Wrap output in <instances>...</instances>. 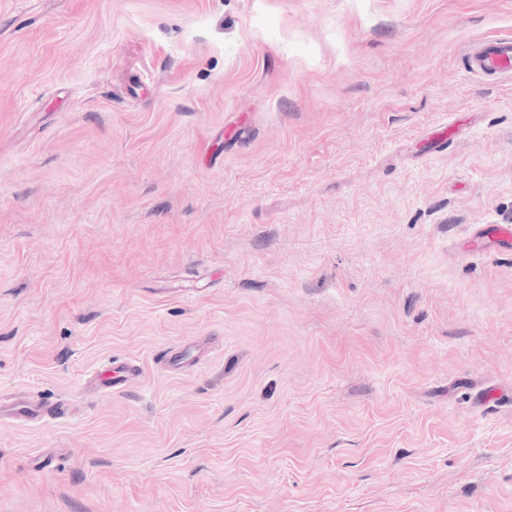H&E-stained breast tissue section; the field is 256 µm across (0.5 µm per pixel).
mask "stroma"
Segmentation results:
<instances>
[{"instance_id":"stroma-1","label":"stroma","mask_w":512,"mask_h":512,"mask_svg":"<svg viewBox=\"0 0 512 512\" xmlns=\"http://www.w3.org/2000/svg\"><path fill=\"white\" fill-rule=\"evenodd\" d=\"M495 34L512 0H0V401L77 408L0 418V512H512ZM465 57L472 74L512 77V39H491L469 47ZM141 373L142 369L138 365L114 361L105 373L95 376L92 385L97 390L120 391L126 388L133 378H139ZM3 415L29 422L68 417L62 400L33 402L26 397L13 398L8 403L0 402V417Z\"/></svg>"}]
</instances>
